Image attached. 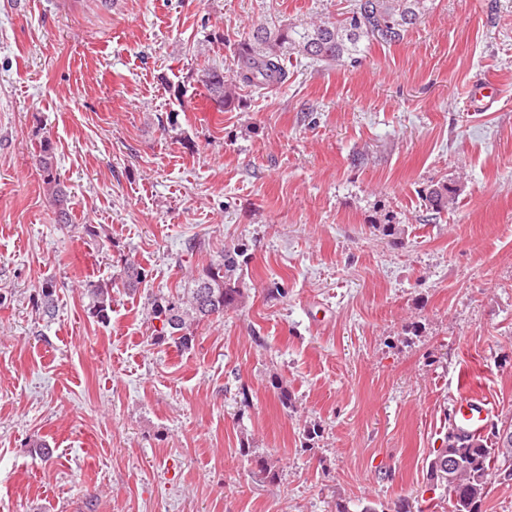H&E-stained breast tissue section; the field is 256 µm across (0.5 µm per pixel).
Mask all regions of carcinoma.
I'll return each mask as SVG.
<instances>
[{
	"label": "carcinoma",
	"mask_w": 512,
	"mask_h": 512,
	"mask_svg": "<svg viewBox=\"0 0 512 512\" xmlns=\"http://www.w3.org/2000/svg\"><path fill=\"white\" fill-rule=\"evenodd\" d=\"M427 0H354L343 18L334 22L311 24H279L258 26L252 35L234 44L236 68L227 77L224 71H204L203 84L210 96L232 109L238 102L236 89H268L288 81L287 62L296 53L315 62L353 66L359 62L365 47L371 44L395 45L405 38L423 16ZM35 165L43 183L58 207V221L67 224L69 193L60 182L54 164L53 148L44 143L35 156ZM458 188L451 182L433 185L426 201L439 213L452 206ZM241 252L224 250L208 267L192 276L188 286L173 298L152 303L153 319L162 323L158 336L171 337L176 346L186 348L193 341L190 326L211 316L235 309L245 299ZM121 286L135 290L143 280V272L134 262L122 261L117 275ZM116 283L88 280L84 291L90 299L91 313L108 319L112 309V288ZM56 288L46 282L38 290L37 308L51 318L55 314ZM501 428L491 424L484 437L460 435L448 427L445 447L436 451L428 465L432 485L443 490L441 499L448 512H481L482 501L490 480L512 481V441L501 440ZM455 459L456 469H448V459Z\"/></svg>",
	"instance_id": "carcinoma-1"
}]
</instances>
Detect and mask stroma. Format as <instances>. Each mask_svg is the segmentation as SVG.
<instances>
[{
  "label": "stroma",
  "mask_w": 512,
  "mask_h": 512,
  "mask_svg": "<svg viewBox=\"0 0 512 512\" xmlns=\"http://www.w3.org/2000/svg\"><path fill=\"white\" fill-rule=\"evenodd\" d=\"M350 5L0 0V512H434L458 386L512 421V0H429L402 42L292 56L232 109L204 88L254 27ZM230 247L243 304L156 336L152 301ZM126 257L145 280L98 320L83 282ZM35 165L46 185L52 202L58 207V221L69 224L70 214L67 210L69 193L66 186L60 182L54 164L53 148L50 143L41 144L38 155H35ZM458 197V188L451 182H442L433 185L427 195L426 201L430 208L436 213L448 210Z\"/></svg>",
  "instance_id": "stroma-1"
}]
</instances>
